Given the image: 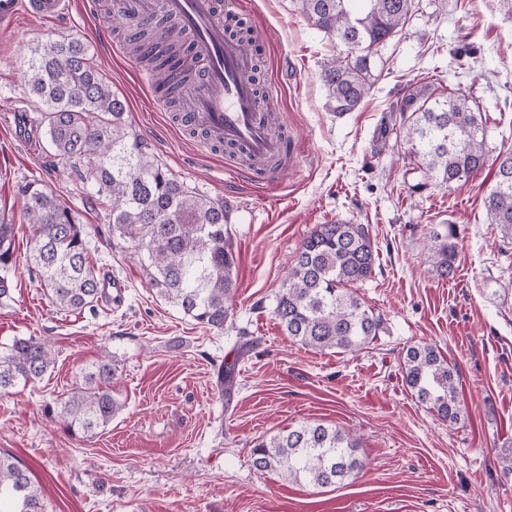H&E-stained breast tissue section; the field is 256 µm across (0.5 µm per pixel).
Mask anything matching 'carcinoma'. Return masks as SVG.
Wrapping results in <instances>:
<instances>
[{"instance_id":"obj_1","label":"carcinoma","mask_w":512,"mask_h":512,"mask_svg":"<svg viewBox=\"0 0 512 512\" xmlns=\"http://www.w3.org/2000/svg\"><path fill=\"white\" fill-rule=\"evenodd\" d=\"M414 0H297L298 10L330 38L338 51L321 70L326 106L336 115L354 111L373 87L374 58L406 25ZM129 43L178 102L177 84L192 77L181 50L180 30L163 21L129 17ZM30 93L43 106L42 121L55 157L87 161L94 196L108 202L112 237L143 256L157 294L210 329H224L237 289L236 254L224 201L197 196L154 160L127 121V102L110 85L78 38L49 39L28 60ZM409 124L396 130L419 160L427 180L449 187L469 179L486 163L481 112L459 89L434 85L410 93L399 105ZM25 212L33 227L32 250L46 296L60 311L93 309L101 298L99 278L86 258L83 225L52 192L25 188ZM490 223L512 238V164L499 163L484 200ZM12 225L0 221V267L13 260ZM456 230L430 231L431 272L451 273L458 257ZM375 251L363 224H319L301 243L288 276L275 295L274 315L295 342L312 349L357 352L379 333L381 319L353 286L373 273ZM54 364L50 344L16 338L0 350V390L41 377ZM404 380L418 401L450 423L461 418L457 371L435 346L406 350ZM115 371L110 361L85 368L80 383L47 407L52 421L75 436L92 437L112 422ZM358 443L323 423L303 422L252 448L253 465L315 489L340 485L364 466ZM10 512H47L40 490L16 457L0 451V503Z\"/></svg>"}]
</instances>
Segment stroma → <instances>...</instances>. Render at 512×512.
Segmentation results:
<instances>
[{"label": "stroma", "mask_w": 512, "mask_h": 512, "mask_svg": "<svg viewBox=\"0 0 512 512\" xmlns=\"http://www.w3.org/2000/svg\"><path fill=\"white\" fill-rule=\"evenodd\" d=\"M113 4L73 0L69 14L25 16L0 33V219L14 233V263L0 277V346L35 336L55 352L41 379L0 392V450L25 464L47 512H512V475L500 464L512 450V239L484 206L496 158L512 150V15L499 0H415L403 32L380 51L369 95L338 116L326 108L320 77L334 45L295 0H243L239 17L257 33L261 80L285 87L272 110L288 136V163L258 184L198 146L173 111L154 110ZM59 37L87 45L159 163L230 206L238 288L223 330L157 295L91 200L89 165L75 169L52 155L26 58ZM464 50L471 57L461 72L455 56ZM430 83L461 89L486 119L485 166L449 187L425 183L407 144L384 131L404 121L396 104ZM28 183L52 191L86 225L96 270L128 285L120 303L79 313L51 304L31 260ZM336 220L367 225L377 253L358 294L382 329L355 353L301 347L273 314L302 241ZM440 224L454 225L459 253L445 278L428 261L429 232ZM243 331L252 345L240 355ZM423 343L458 371V423L438 418L404 381V355ZM99 360L116 370L120 409L97 435L70 436L46 407ZM227 361L236 386L224 396L217 372ZM306 421L355 434L364 468L317 490L253 467L258 441Z\"/></svg>", "instance_id": "1"}]
</instances>
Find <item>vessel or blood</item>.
Wrapping results in <instances>:
<instances>
[{
	"instance_id": "1",
	"label": "vessel or blood",
	"mask_w": 512,
	"mask_h": 512,
	"mask_svg": "<svg viewBox=\"0 0 512 512\" xmlns=\"http://www.w3.org/2000/svg\"><path fill=\"white\" fill-rule=\"evenodd\" d=\"M71 0H0V29H13L22 16L51 17L62 13ZM238 0H125L127 12L145 16L156 12L177 23L190 40L191 55L202 68L181 90L191 122L215 147L236 149L260 166L282 155L287 146L269 129L264 98L281 93L270 85L259 94L251 79L252 53L224 29L225 14L235 13Z\"/></svg>"
}]
</instances>
